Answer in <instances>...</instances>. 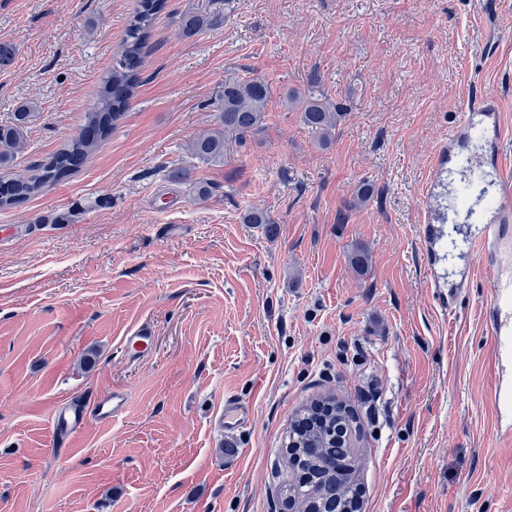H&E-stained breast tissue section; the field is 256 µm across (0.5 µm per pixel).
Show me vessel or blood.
<instances>
[{"label": "vessel or blood", "instance_id": "b4317fda", "mask_svg": "<svg viewBox=\"0 0 512 512\" xmlns=\"http://www.w3.org/2000/svg\"><path fill=\"white\" fill-rule=\"evenodd\" d=\"M458 141L483 140L500 143L501 115L493 97L482 98L463 112L457 124ZM433 182L445 174L471 169L474 176L458 197L452 225L426 224L422 242L427 265V286L442 310L455 307L459 292L443 288V261L449 253L465 250L470 270H483L488 278L489 300L486 323L493 338L494 388L491 398L497 406L500 436L512 437V176L498 172L491 194H484V179L475 173V158L446 143L435 154ZM150 329L138 327L125 336L127 354H145L152 345ZM128 403L124 391L113 389L97 394L88 404H61L52 413L53 436L57 445H66L88 417L109 422L123 414Z\"/></svg>", "mask_w": 512, "mask_h": 512}]
</instances>
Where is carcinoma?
I'll use <instances>...</instances> for the list:
<instances>
[{
    "label": "carcinoma",
    "instance_id": "obj_1",
    "mask_svg": "<svg viewBox=\"0 0 512 512\" xmlns=\"http://www.w3.org/2000/svg\"><path fill=\"white\" fill-rule=\"evenodd\" d=\"M166 0H137L136 8L125 30L121 48L112 68L103 80L97 101L84 113L83 123L63 148L26 179L6 177L4 169L24 142V129L31 105L22 104L14 112L9 125H0V186L6 185L7 195L14 202L26 200L51 189L73 175L99 143L112 134V129L131 106L133 88L138 70L148 49V39L157 15L165 8ZM211 24L205 15H188L182 19V29L190 37ZM270 97L269 84L260 77L229 78L224 81L221 97L222 129L198 135L192 143L194 153L208 161L224 162V146L229 138L242 140L246 135L261 130L266 118ZM294 108L302 113L304 125L318 132L322 143L328 144L341 114L330 104L311 94L291 99ZM246 224H259L272 232L274 220L264 211L251 209L244 213ZM336 418H331L317 430L302 434L308 442L301 445V456L311 481L293 489L295 496L305 499L311 492L333 491L336 483V463L347 456L348 449L331 441L336 429Z\"/></svg>",
    "mask_w": 512,
    "mask_h": 512
}]
</instances>
